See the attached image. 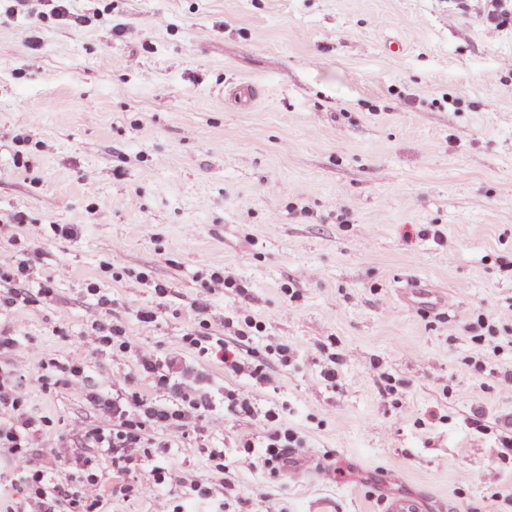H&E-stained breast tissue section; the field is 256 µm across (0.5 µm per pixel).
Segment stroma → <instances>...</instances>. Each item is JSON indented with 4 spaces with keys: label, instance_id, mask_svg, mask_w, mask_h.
<instances>
[{
    "label": "stroma",
    "instance_id": "35a3bbf8",
    "mask_svg": "<svg viewBox=\"0 0 512 512\" xmlns=\"http://www.w3.org/2000/svg\"><path fill=\"white\" fill-rule=\"evenodd\" d=\"M54 7L0 0V248L52 290L13 303L0 280V331L21 343L0 362L31 347L93 383L133 371L81 341L94 286L132 346L183 353L219 397L246 381L183 336L201 318L222 332L243 305L266 326L256 346L295 353L274 387L248 389L309 441V464L270 477L239 446L258 425L229 417L172 448L176 474L226 512H381L391 495L512 512V464L496 486L482 479L512 422L496 390L512 354H485L467 331L512 304V29L488 33L455 0H71L67 20ZM242 84L261 92L251 106ZM20 112L35 125L18 128ZM422 224L443 243L418 237ZM143 271L152 287H127ZM214 272L236 287L206 295ZM155 306L161 318L142 322ZM20 393L47 419L41 469L56 471L50 450L73 427L106 423L63 385ZM476 408L488 434L470 428ZM327 451L337 471L315 477Z\"/></svg>",
    "mask_w": 512,
    "mask_h": 512
}]
</instances>
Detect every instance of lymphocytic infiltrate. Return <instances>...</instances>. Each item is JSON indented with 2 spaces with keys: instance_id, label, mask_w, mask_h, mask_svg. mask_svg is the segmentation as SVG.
<instances>
[{
  "instance_id": "obj_1",
  "label": "lymphocytic infiltrate",
  "mask_w": 512,
  "mask_h": 512,
  "mask_svg": "<svg viewBox=\"0 0 512 512\" xmlns=\"http://www.w3.org/2000/svg\"><path fill=\"white\" fill-rule=\"evenodd\" d=\"M233 329L234 340L215 337L208 321H199L196 329L185 334L187 346L203 356L220 358L224 368L259 384L275 381V366L287 365L291 349L287 344H267L242 351V341L252 340L264 332L244 307H237L224 319ZM87 347L111 349L116 357L132 358L134 375L151 379L153 394L130 387L132 375H114L107 387L87 384L79 365L49 366L37 353H29L25 363L0 367V453L11 458V484L25 493L23 505H8L0 512H106L101 481L91 457L92 451L111 459L116 482L112 492L124 497L146 496L156 503L154 512H181L180 506L161 493L163 485L175 481L169 465V440H189L200 423L213 420L215 410L235 417L264 423L261 441L245 438L241 446L251 464L261 466L270 476L283 475L290 464L308 457L306 440L292 429L279 425V414L262 409L251 391L230 392L223 406H216L200 376L183 361L180 354L162 353L154 348H133L121 325L110 326L107 333L83 336ZM34 377L45 382L56 380L72 394L98 407L110 421L109 427L83 429L81 439L88 452L74 455L65 448L53 449L55 458L63 460V474H48L32 462L30 451L39 447L45 424L27 409L19 393L22 380ZM149 467L148 479H140L142 467Z\"/></svg>"
}]
</instances>
